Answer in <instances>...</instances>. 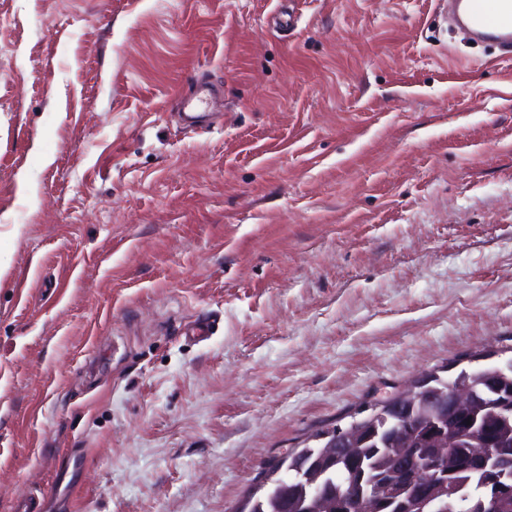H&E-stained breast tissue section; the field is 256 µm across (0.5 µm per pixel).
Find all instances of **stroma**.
Returning a JSON list of instances; mask_svg holds the SVG:
<instances>
[{
  "mask_svg": "<svg viewBox=\"0 0 512 512\" xmlns=\"http://www.w3.org/2000/svg\"><path fill=\"white\" fill-rule=\"evenodd\" d=\"M447 13L0 0V512H232L316 429L512 359V67Z\"/></svg>",
  "mask_w": 512,
  "mask_h": 512,
  "instance_id": "35a3bbf8",
  "label": "stroma"
}]
</instances>
